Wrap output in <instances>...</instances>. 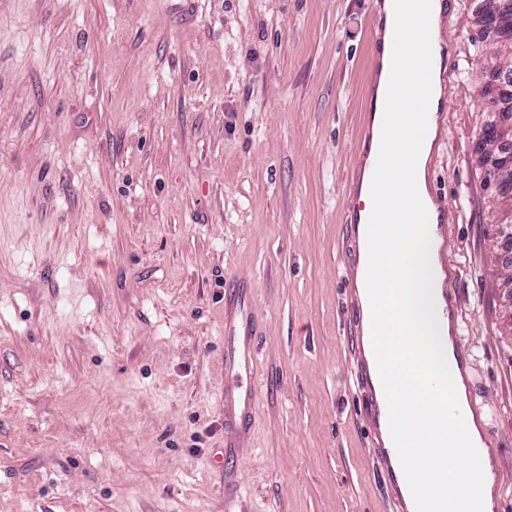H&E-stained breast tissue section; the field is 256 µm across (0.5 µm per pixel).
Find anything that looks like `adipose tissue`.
<instances>
[{
  "mask_svg": "<svg viewBox=\"0 0 512 512\" xmlns=\"http://www.w3.org/2000/svg\"><path fill=\"white\" fill-rule=\"evenodd\" d=\"M444 0H383L384 26L372 114L371 146L359 181L364 357L384 352L377 389H389L381 416L407 512H494L493 461L468 409L462 376L421 375L422 366L455 359L456 327L440 306L438 208L427 168L443 105L447 47L438 37ZM467 482L458 494L459 482Z\"/></svg>",
  "mask_w": 512,
  "mask_h": 512,
  "instance_id": "1",
  "label": "adipose tissue"
}]
</instances>
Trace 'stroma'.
<instances>
[{
	"mask_svg": "<svg viewBox=\"0 0 512 512\" xmlns=\"http://www.w3.org/2000/svg\"><path fill=\"white\" fill-rule=\"evenodd\" d=\"M372 0H0V512H402L348 336ZM442 136L470 401L512 512V247L478 162L512 36L445 0ZM259 321L224 446V291Z\"/></svg>",
	"mask_w": 512,
	"mask_h": 512,
	"instance_id": "obj_1",
	"label": "stroma"
}]
</instances>
